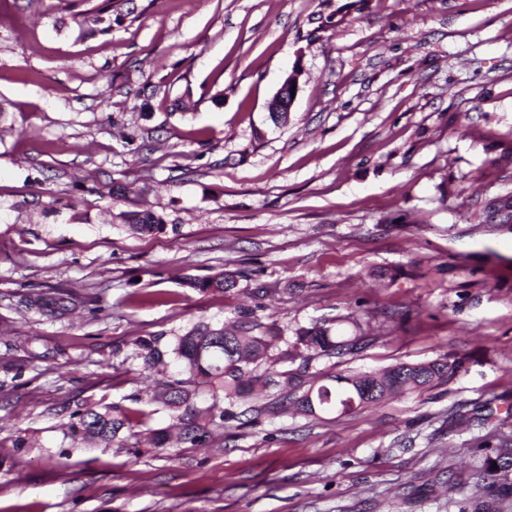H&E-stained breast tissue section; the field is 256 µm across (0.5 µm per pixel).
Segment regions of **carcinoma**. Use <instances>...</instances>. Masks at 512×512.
Here are the masks:
<instances>
[{
    "instance_id": "cac0c4a2",
    "label": "carcinoma",
    "mask_w": 512,
    "mask_h": 512,
    "mask_svg": "<svg viewBox=\"0 0 512 512\" xmlns=\"http://www.w3.org/2000/svg\"><path fill=\"white\" fill-rule=\"evenodd\" d=\"M122 0H84L85 9L79 16L83 22L111 28L112 12ZM133 228L145 234L165 230L164 219L152 212L130 215ZM190 287L202 291L224 290L235 286V281L219 274L207 280H191ZM72 298L66 293L56 295L31 294L21 299L28 310L43 315L63 312ZM279 337L243 336L237 326L210 328L198 326L174 338L171 344L161 343V337L138 338L134 341L136 357L142 359L144 369L158 372L170 363L180 367V378H172L154 394L153 401L177 414L182 423V438L197 442L214 427L234 417L232 407L246 399L258 384H278L284 379L288 392L284 401L296 412L313 416L318 411H341L375 405L380 401L425 391L453 380L463 369V359L444 356L424 363H399L379 372H351L330 375L322 383H309L310 364L323 355L352 353L362 348V336H335L325 326L301 328L293 342L292 359L300 360L297 368L279 371L271 351ZM263 373H256L260 364ZM211 394L213 402L199 406L195 398L200 390ZM74 434L90 435L109 444L124 428H131L136 420L133 412L119 406L85 404L71 414ZM474 487L486 491L498 502L512 498V448L504 445L495 456L485 459L472 474Z\"/></svg>"
}]
</instances>
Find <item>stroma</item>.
Wrapping results in <instances>:
<instances>
[{
	"mask_svg": "<svg viewBox=\"0 0 512 512\" xmlns=\"http://www.w3.org/2000/svg\"><path fill=\"white\" fill-rule=\"evenodd\" d=\"M287 125L268 106L292 70ZM190 109H183V102ZM0 512H459L512 443V0H130L89 32L0 0ZM151 210L164 232L128 222ZM235 274L228 291L187 278ZM79 299L54 317L23 295ZM166 302H155V294ZM365 335L323 375L463 359L346 415L259 389L198 443L138 337ZM143 411L112 445L83 403ZM176 444L160 452L154 431Z\"/></svg>",
	"mask_w": 512,
	"mask_h": 512,
	"instance_id": "1",
	"label": "stroma"
}]
</instances>
